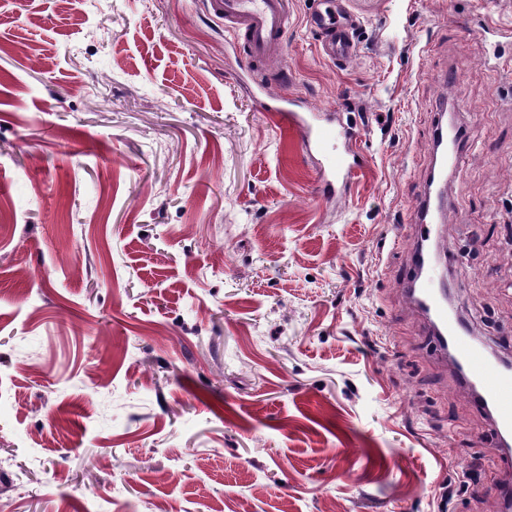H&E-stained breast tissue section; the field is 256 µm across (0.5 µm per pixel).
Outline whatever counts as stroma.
I'll return each mask as SVG.
<instances>
[{"mask_svg":"<svg viewBox=\"0 0 512 512\" xmlns=\"http://www.w3.org/2000/svg\"><path fill=\"white\" fill-rule=\"evenodd\" d=\"M319 7L279 67L354 131L329 199L200 0H0V512H492L405 277L447 108L433 247L512 357V0H344L343 66ZM325 14L311 17L310 24L321 30L320 50L323 56L333 62L347 63L356 53L357 44L354 31L358 26L357 20L340 8L333 0Z\"/></svg>","mask_w":512,"mask_h":512,"instance_id":"1","label":"stroma"}]
</instances>
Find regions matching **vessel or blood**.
<instances>
[{
    "label": "vessel or blood",
    "mask_w": 512,
    "mask_h": 512,
    "mask_svg": "<svg viewBox=\"0 0 512 512\" xmlns=\"http://www.w3.org/2000/svg\"><path fill=\"white\" fill-rule=\"evenodd\" d=\"M210 15L223 19L224 29L233 45L243 52L242 70L251 81L258 107L272 113L281 128L296 135L305 153L316 160L319 192L337 196L360 168V157L353 149L339 147L342 136L327 111L313 107L307 100L289 93L287 86L271 90L267 64L284 56L288 30V0H205ZM321 31L320 50L334 62L345 63L356 53V19L342 8L328 5L324 14L311 17ZM422 203L413 223L418 248L413 263L422 259L421 246L432 240L435 226L442 221L432 203V187L424 185ZM413 290L409 297L422 305L427 316L441 330L443 339L436 347L450 355L462 380L474 386L476 406L489 414L491 432L496 438L512 437V368L493 359L471 336L467 326L450 308L442 286L430 267L410 277ZM504 512H512V453H505L498 474Z\"/></svg>",
    "instance_id": "vessel-or-blood-1"
}]
</instances>
